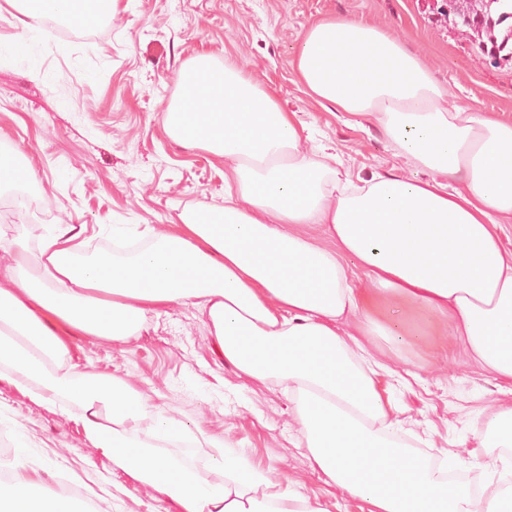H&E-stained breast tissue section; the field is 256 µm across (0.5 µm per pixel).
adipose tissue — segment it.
<instances>
[{
	"instance_id": "obj_1",
	"label": "adipose tissue",
	"mask_w": 512,
	"mask_h": 512,
	"mask_svg": "<svg viewBox=\"0 0 512 512\" xmlns=\"http://www.w3.org/2000/svg\"><path fill=\"white\" fill-rule=\"evenodd\" d=\"M24 25L61 19L96 25L112 0H15ZM295 70L307 93L365 117L395 155L434 172L412 181L376 175L354 182L299 151L308 127L232 61L191 58L164 129L229 166L224 206L205 218L182 211L170 229L147 224L129 256L88 253L84 227L25 225L0 232V373L52 412L75 416L92 448L176 512H324L320 504L225 450L211 482L150 451L144 420L169 435L176 421L119 378L77 369L70 339L125 342L171 303L206 313L239 377L293 383L315 468L371 512H475L465 488L416 464L396 444L392 405L375 352L392 310L452 338L495 379L512 386V122L452 103L429 68L378 28L323 19L303 36ZM321 224L331 247L289 232ZM351 255L371 280L350 284ZM485 447L507 449L512 401L486 421ZM37 478L16 470L0 485V512H74L65 496L37 499Z\"/></svg>"
}]
</instances>
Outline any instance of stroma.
<instances>
[{"mask_svg":"<svg viewBox=\"0 0 512 512\" xmlns=\"http://www.w3.org/2000/svg\"><path fill=\"white\" fill-rule=\"evenodd\" d=\"M441 0H114L111 19L86 39L49 43L43 29L24 31L10 0H0V42L28 34L37 66L0 61V134L25 150L37 173L34 207L14 208L0 187V231L27 225L83 224L96 250L112 225L169 229L184 209L224 206V167L209 152L175 143L163 129L177 98V75L197 53L228 57L312 131L300 152L317 145L338 153L351 176L430 171L395 157L380 128L315 102L294 61L308 27L322 18L354 19L400 40L427 63L450 101L512 121V67L480 57L438 12ZM392 348L384 361L397 379L380 377L400 422L397 441L417 461L447 456L454 472L478 477L500 453L482 445L498 382L462 351L436 349L420 323L389 313ZM80 369L121 378L161 406L194 437L245 449L271 478L321 503L324 512H370L363 499L311 466L294 399L284 385L238 378L226 364L207 315L174 303L151 315L139 336L71 341ZM415 374L411 385L400 376ZM0 424L12 428L45 487L67 485L94 512H175L165 499L113 471L86 442L74 418L53 413L0 378Z\"/></svg>","mask_w":512,"mask_h":512,"instance_id":"stroma-1","label":"stroma"}]
</instances>
